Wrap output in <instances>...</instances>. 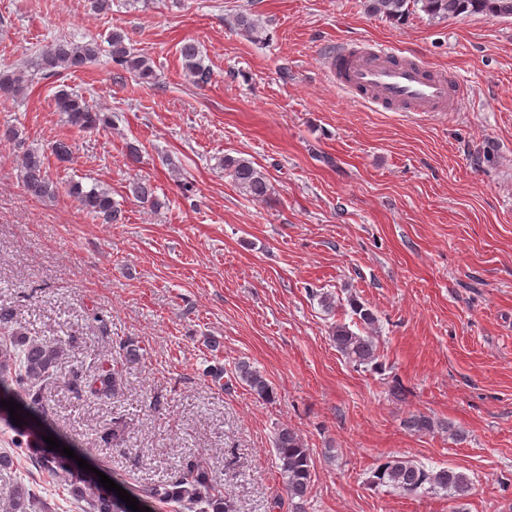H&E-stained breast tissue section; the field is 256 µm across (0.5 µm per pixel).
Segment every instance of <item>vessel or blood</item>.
I'll return each mask as SVG.
<instances>
[{
	"mask_svg": "<svg viewBox=\"0 0 512 512\" xmlns=\"http://www.w3.org/2000/svg\"><path fill=\"white\" fill-rule=\"evenodd\" d=\"M328 74L352 100L394 112H441L458 104L460 84L401 50L342 45L328 57Z\"/></svg>",
	"mask_w": 512,
	"mask_h": 512,
	"instance_id": "vessel-or-blood-1",
	"label": "vessel or blood"
}]
</instances>
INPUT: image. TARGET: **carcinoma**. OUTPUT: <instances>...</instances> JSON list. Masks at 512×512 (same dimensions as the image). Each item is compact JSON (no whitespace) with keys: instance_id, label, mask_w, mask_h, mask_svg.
<instances>
[{"instance_id":"cac0c4a2","label":"carcinoma","mask_w":512,"mask_h":512,"mask_svg":"<svg viewBox=\"0 0 512 512\" xmlns=\"http://www.w3.org/2000/svg\"><path fill=\"white\" fill-rule=\"evenodd\" d=\"M421 5V10L433 19H448L463 14H485L492 17H512V0H365V10L375 16L400 20L409 12V4ZM109 54L112 61L137 76L149 80L154 70L149 61L136 55L125 43V35L116 27L108 37ZM101 53L96 42L80 43L59 40L47 47L37 57L34 71L45 78L63 72L75 73L85 69ZM180 55L188 76L196 85L209 82L210 70L203 65L198 46L186 42L180 46ZM33 81L23 69L0 70V99L17 98ZM56 110L65 116L66 123L79 130L91 131L112 126V116L92 105L81 94L61 88L54 95ZM224 170L228 171L235 184L248 196L263 200L269 192V184L262 171L246 158L224 156ZM20 172L26 191L38 198L54 195L58 187L47 174L45 157L29 149L20 158ZM87 213L104 224H122L125 216L122 209L112 200L109 191L96 185L89 189L79 182L68 189ZM348 304L355 320L362 329H371L377 318L373 312L354 298ZM13 313L0 309V401L14 400L21 405V425L14 426L18 435L13 452L0 454V467L9 468L13 458L28 452L23 447L24 427L31 418L44 414L45 390L52 379L60 359L65 355L64 345L52 340L15 339L17 332L11 328ZM332 340L336 350L356 366L368 367L378 358L374 337L353 331L348 324L338 323L332 327ZM237 377L249 390L261 398H269L272 388L260 371L245 362L237 365ZM115 380L112 371L103 369L96 378L83 382L81 373L76 371L70 381L75 389H88L96 398L112 395ZM408 429L415 432H432L439 423L424 414H413L406 420ZM275 451L279 460L281 475L285 480L288 496L294 512H305L311 485V459L299 435L290 427L278 429ZM40 470L51 474L58 482L68 486L73 474L69 459L61 455L41 457L36 460ZM376 487L387 486L405 494L447 492L461 499L471 491V479L463 472L446 467L439 470L417 465L409 460L391 458L381 463L372 475ZM71 493L86 502L93 512H115L112 497L100 492L98 484L86 478L82 484L74 485ZM146 498L154 503L173 504L177 512H236L230 498L210 477L207 470L195 463H188L177 476L161 480L145 489ZM35 493L22 482L12 492L13 512H27L34 507Z\"/></svg>"}]
</instances>
